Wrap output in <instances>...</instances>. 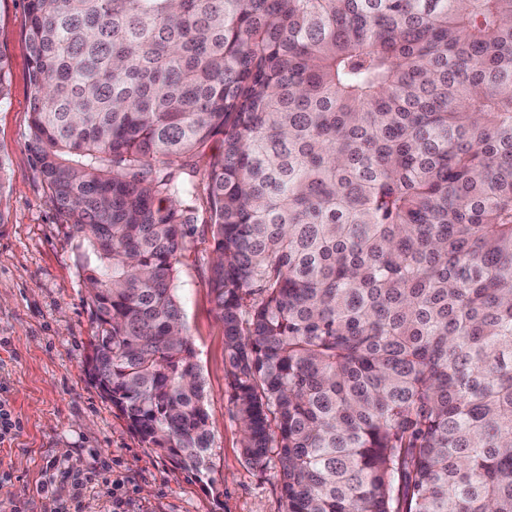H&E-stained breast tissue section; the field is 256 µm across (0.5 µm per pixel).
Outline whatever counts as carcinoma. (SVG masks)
<instances>
[{"label":"carcinoma","instance_id":"carcinoma-1","mask_svg":"<svg viewBox=\"0 0 512 512\" xmlns=\"http://www.w3.org/2000/svg\"><path fill=\"white\" fill-rule=\"evenodd\" d=\"M30 149L83 248L94 381L194 475L176 292L210 287L285 512H512V0H27Z\"/></svg>","mask_w":512,"mask_h":512}]
</instances>
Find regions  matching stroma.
Returning a JSON list of instances; mask_svg holds the SVG:
<instances>
[{"mask_svg": "<svg viewBox=\"0 0 512 512\" xmlns=\"http://www.w3.org/2000/svg\"><path fill=\"white\" fill-rule=\"evenodd\" d=\"M25 0H0L10 90L0 103V402L19 431L0 443V512H47L48 483L65 512H285L279 466L248 463L210 288L206 183L212 140L180 179L198 193L177 294L207 394L210 467L194 476L146 447L88 375V292L77 241L29 150L32 112ZM98 478L83 484L87 473Z\"/></svg>", "mask_w": 512, "mask_h": 512, "instance_id": "stroma-1", "label": "stroma"}]
</instances>
